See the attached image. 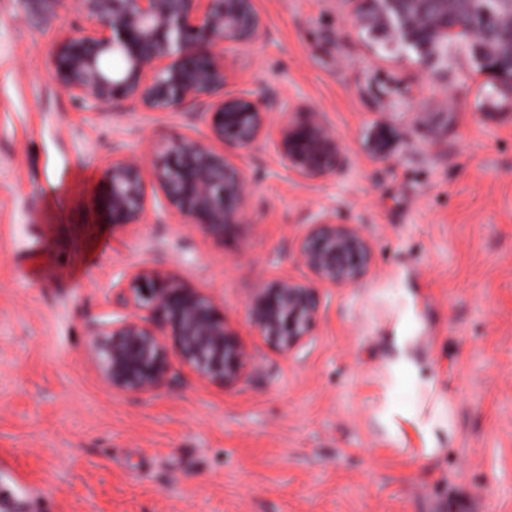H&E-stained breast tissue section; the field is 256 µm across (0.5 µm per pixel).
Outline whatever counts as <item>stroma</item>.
<instances>
[{
	"label": "stroma",
	"mask_w": 512,
	"mask_h": 512,
	"mask_svg": "<svg viewBox=\"0 0 512 512\" xmlns=\"http://www.w3.org/2000/svg\"><path fill=\"white\" fill-rule=\"evenodd\" d=\"M256 8L255 39L223 56L225 92L272 100L275 132L316 115L345 165L305 180L272 143L230 149L257 184L219 238L157 199L123 228L98 203L113 155L207 136L200 105L75 103L50 52L86 27L76 0L31 24L0 0V466L14 472L0 512H512V98L465 46L441 66L381 49L358 0ZM331 214L374 264L320 289L311 336L281 351L256 335L251 299L307 277L299 241ZM135 269L213 295L251 356L236 383L174 349L152 394L101 380L91 326L123 315L116 288ZM397 336L419 375L394 382Z\"/></svg>",
	"instance_id": "obj_1"
}]
</instances>
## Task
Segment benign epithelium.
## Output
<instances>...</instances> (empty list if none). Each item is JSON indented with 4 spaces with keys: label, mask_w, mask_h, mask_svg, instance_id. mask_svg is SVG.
I'll use <instances>...</instances> for the list:
<instances>
[{
    "label": "benign epithelium",
    "mask_w": 512,
    "mask_h": 512,
    "mask_svg": "<svg viewBox=\"0 0 512 512\" xmlns=\"http://www.w3.org/2000/svg\"><path fill=\"white\" fill-rule=\"evenodd\" d=\"M89 27L62 40L51 54L61 90L80 104L109 106L133 99L151 111L202 100L209 140L241 149L267 141L273 106L248 90L220 95L226 73L216 57L247 44L261 26L254 0H78ZM118 55L115 73L105 60ZM275 149L289 170L320 179L345 160L336 138L316 114L280 129ZM255 187L224 152L193 136L169 145L160 160L118 155L104 173L100 206L114 226L135 224L150 194L186 223L222 235L240 223ZM312 279L282 278L251 301L258 335L289 351L307 339L318 320V287L358 284L373 263V249L354 224L336 216L310 225L298 246ZM120 301L129 312L96 325L89 357L112 390L147 395L169 379L167 340L182 362L203 378L229 385L250 355L225 324L213 299L160 269L135 270Z\"/></svg>",
    "instance_id": "1"
}]
</instances>
